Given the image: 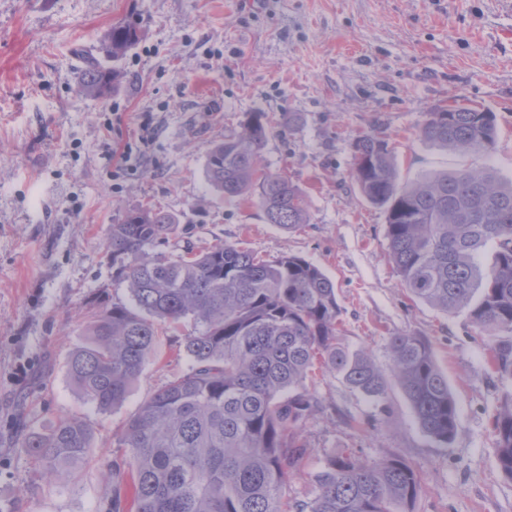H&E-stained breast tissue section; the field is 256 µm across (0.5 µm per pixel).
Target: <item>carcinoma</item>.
<instances>
[{
  "label": "carcinoma",
  "mask_w": 512,
  "mask_h": 512,
  "mask_svg": "<svg viewBox=\"0 0 512 512\" xmlns=\"http://www.w3.org/2000/svg\"><path fill=\"white\" fill-rule=\"evenodd\" d=\"M138 41L115 25L78 82L101 98L123 78L116 63ZM271 128L256 113L207 155V181L233 201L250 199L269 224L290 229L308 217L305 193L280 172L258 166ZM493 113L460 104L427 113L420 139L453 151L488 153ZM354 180L386 214L391 259L411 297L446 314L466 312L486 341L494 373L512 382V180L490 169H455L413 182L399 178L389 142L377 131L354 143ZM178 219L135 208L109 228L107 249L129 299L101 309L88 341L68 363L71 380L99 410L122 403L155 353L159 326L189 320L178 355L185 371L139 407L117 435L128 449L134 512H413L417 472L398 456L368 462L343 450L319 472V492L288 504L283 489L308 448L304 434L319 409L312 374H339L368 398L385 400L390 381L407 396L420 428L448 445L459 415L431 344L412 333L390 339L391 375L337 342L334 283L296 255L264 261L232 243L164 253ZM501 471L512 479V393L494 422ZM92 430L69 417L24 438L40 475L72 481L91 448Z\"/></svg>",
  "instance_id": "1"
}]
</instances>
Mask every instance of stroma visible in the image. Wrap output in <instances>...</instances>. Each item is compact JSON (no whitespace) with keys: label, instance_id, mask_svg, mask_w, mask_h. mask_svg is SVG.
I'll return each mask as SVG.
<instances>
[{"label":"stroma","instance_id":"obj_1","mask_svg":"<svg viewBox=\"0 0 512 512\" xmlns=\"http://www.w3.org/2000/svg\"><path fill=\"white\" fill-rule=\"evenodd\" d=\"M129 22L139 39L118 63V90L79 94L81 54ZM454 102L493 112L490 153L462 157L421 141L427 112ZM257 112L274 129L261 164L309 202L307 222L292 229L207 183L210 147ZM291 112L299 121L288 133ZM375 129L402 180L464 164L512 179V0H0V512H108L102 473L129 480L117 432L186 368L179 333H162L126 399L106 411L68 373L93 306L128 297L106 241L137 206L178 217L173 250L227 242L318 265L336 286L339 344L382 370L391 336L431 343L459 410L453 441L420 429L398 385L379 404L341 377L318 376L320 408L289 500L314 498L317 473L347 448L410 464L422 483L413 512H512L492 427L512 383L493 372L466 313L444 314L402 287L386 214L353 178V144ZM63 416L90 425V458L79 479L50 484L22 439Z\"/></svg>","mask_w":512,"mask_h":512}]
</instances>
